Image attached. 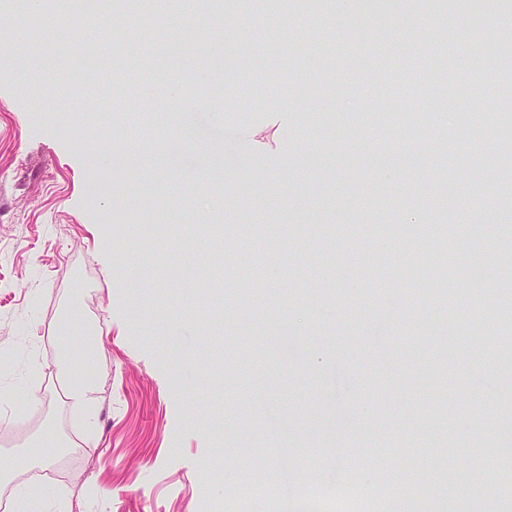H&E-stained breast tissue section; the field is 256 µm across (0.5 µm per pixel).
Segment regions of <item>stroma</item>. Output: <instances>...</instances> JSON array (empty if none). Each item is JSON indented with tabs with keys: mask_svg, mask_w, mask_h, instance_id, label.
<instances>
[{
	"mask_svg": "<svg viewBox=\"0 0 512 512\" xmlns=\"http://www.w3.org/2000/svg\"><path fill=\"white\" fill-rule=\"evenodd\" d=\"M164 11L118 0L104 31L78 16L38 22L17 0L0 9L14 41L0 49V462L25 463L0 489L45 512H285L350 488L369 512L371 496L394 503L413 471L418 507L430 488L440 507L457 503L476 484L471 446L499 439L512 374L475 342L488 324L512 332L501 312L512 307V191L497 187L512 180V152L496 132L446 122L415 80L433 46L466 74L481 45L490 79L478 97L446 95L459 114L494 108L512 91L497 51L512 0L475 14L452 0H357L351 15L322 0L289 7L284 28L262 24L259 2L224 0L223 14L200 10L178 28ZM404 12L408 30L396 24ZM223 58V110L188 101L172 128L142 111V87L212 89ZM410 113L421 117L411 136ZM153 131L187 132L192 145L129 166ZM293 153L313 161L282 168ZM243 157L255 167L234 172ZM93 168L109 180L91 198ZM275 169L271 197L262 185ZM413 214L421 234L454 244L453 301H413L399 232ZM200 224L223 225L222 241L202 240ZM243 237L252 250L237 248ZM255 264L258 279L241 282ZM218 291L224 305L209 309ZM285 315L302 325L299 364L273 351ZM451 318L462 338L440 343ZM64 327L98 331L89 409L60 387ZM434 410L452 438L428 427ZM48 435L75 448L74 472L40 463L33 444ZM396 437L420 453L401 460Z\"/></svg>",
	"mask_w": 512,
	"mask_h": 512,
	"instance_id": "35a3bbf8",
	"label": "stroma"
}]
</instances>
